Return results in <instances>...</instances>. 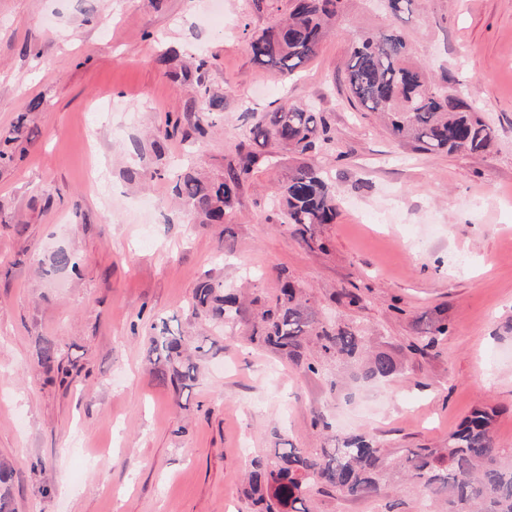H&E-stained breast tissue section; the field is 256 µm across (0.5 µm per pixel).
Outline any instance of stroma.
<instances>
[{
    "label": "stroma",
    "instance_id": "1",
    "mask_svg": "<svg viewBox=\"0 0 512 512\" xmlns=\"http://www.w3.org/2000/svg\"><path fill=\"white\" fill-rule=\"evenodd\" d=\"M269 23L251 0H0V134L22 132L0 166V464L15 512H252L242 488L253 458L286 443L318 457L337 435L366 432L395 461L442 445L482 403L512 452V0H415L399 18L347 0L289 83L244 47V28ZM392 29L481 108L497 132L489 153L419 151L350 106L353 38ZM201 85L223 95V112L206 136L185 125L165 137L167 113L205 112ZM277 100L322 113L332 142L274 154L224 223H198L178 177L270 154L249 129ZM310 162L340 204L304 241L273 195ZM61 249L79 273L52 268ZM208 276L251 298L275 297L289 277L319 317L402 358L399 376L346 368L334 389L250 344L249 313L221 333L189 320ZM442 316L447 335L407 356L417 329ZM163 319L208 350L184 388L151 360L147 331ZM47 341L61 349L50 370ZM396 499L422 510L416 487L318 495L310 508L384 512Z\"/></svg>",
    "mask_w": 512,
    "mask_h": 512
}]
</instances>
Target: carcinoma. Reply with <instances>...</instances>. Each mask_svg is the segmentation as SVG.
Returning a JSON list of instances; mask_svg holds the SVG:
<instances>
[{"label": "carcinoma", "instance_id": "cac0c4a2", "mask_svg": "<svg viewBox=\"0 0 512 512\" xmlns=\"http://www.w3.org/2000/svg\"><path fill=\"white\" fill-rule=\"evenodd\" d=\"M345 0H288V18L275 20L259 32L244 24L245 48L252 59L277 70L286 81L316 55L331 26L342 18ZM345 83L348 101L356 109L387 120L395 138H411L421 151L486 154L496 138L494 127L484 121L467 101L461 88L430 83L413 59L410 44L400 31H373L351 45ZM208 112L193 123L195 132L206 134L209 113L223 108V99L211 96ZM249 133L256 140L273 143L279 150L306 154L317 142L331 140V127L315 112L295 106H278L260 115ZM256 159H242L222 177L188 176L178 185L185 205L202 224H222L232 212L243 179L253 171ZM277 202L284 223L301 237L313 224H330L338 200L312 165L288 174L278 189ZM53 267L76 272L80 259L60 249ZM243 300L224 281L210 277L199 282L189 305L190 316L208 317L216 329L235 322ZM448 332V319L417 331L408 345L412 354L434 347ZM253 343L269 347L300 362L312 346L322 362H354L365 375L386 379L396 375L399 363L384 350H372L361 330L337 322L315 320L300 288L284 282L280 293L253 312ZM184 337L163 324L150 337L154 364L170 374L172 384L196 379V366L184 356ZM497 410L477 407L448 434L444 448H408L395 468L406 480L422 487L428 512H512V454L496 446L493 423ZM391 477L378 441L369 435L336 437V447L320 460L301 448H276L273 454L254 460L244 493L258 512H310L315 493L364 498L377 495ZM11 471L0 466V512L11 508Z\"/></svg>", "mask_w": 512, "mask_h": 512}]
</instances>
